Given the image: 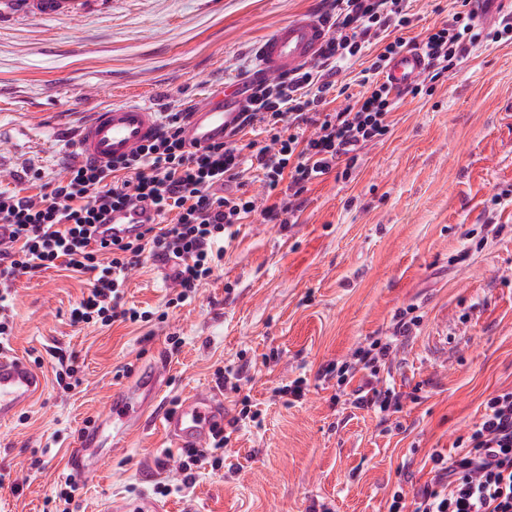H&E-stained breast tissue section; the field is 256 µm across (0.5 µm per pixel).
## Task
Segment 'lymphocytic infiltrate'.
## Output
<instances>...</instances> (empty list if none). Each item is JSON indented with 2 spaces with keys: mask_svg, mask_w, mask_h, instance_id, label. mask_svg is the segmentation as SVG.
I'll return each instance as SVG.
<instances>
[{
  "mask_svg": "<svg viewBox=\"0 0 512 512\" xmlns=\"http://www.w3.org/2000/svg\"><path fill=\"white\" fill-rule=\"evenodd\" d=\"M405 0H333L336 30L318 64L300 69L275 83L252 90L241 120L224 138L195 150L184 139L185 111L163 113L161 130L131 156L104 165L79 163L48 182L40 200L0 190V346H10L12 286L22 275L33 276L63 267L93 276L92 286L71 311L76 323L165 321L153 313L125 306L129 273L143 260L163 255L176 265V288L168 303L176 307L195 298L214 272L221 252L218 241L252 213L266 224L296 223L301 197L309 185L337 167L352 169L368 142L390 131L388 117L404 96L418 95L420 85L393 90L379 81L389 61L403 51L392 29L408 25ZM512 26L485 30L471 12L454 14L448 26L429 32L418 44L435 74L452 69L480 41L499 42ZM384 47L368 70L355 105L324 111L333 88L327 72L362 54L372 41ZM314 133H307V125ZM267 134L269 142H243V132ZM262 172V199L224 194L248 170ZM135 203L153 208L154 223L137 239L106 242L93 236L112 209ZM420 316L396 314L389 336L376 338L336 362L342 384L351 385L349 404L389 418L402 408L395 389L374 387L402 340L419 326ZM229 442L216 432L209 447L178 453L181 477L157 486L167 496L193 487L203 460L221 462ZM456 452L430 456L435 474L429 483L406 493L396 488L388 512H512V391L489 398L485 413L469 435L455 442Z\"/></svg>",
  "mask_w": 512,
  "mask_h": 512,
  "instance_id": "f902f5d3",
  "label": "lymphocytic infiltrate"
}]
</instances>
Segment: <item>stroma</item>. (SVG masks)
<instances>
[{
  "mask_svg": "<svg viewBox=\"0 0 512 512\" xmlns=\"http://www.w3.org/2000/svg\"><path fill=\"white\" fill-rule=\"evenodd\" d=\"M55 15L36 0H0V187L39 196L41 182L76 164L79 125L105 105L138 99L161 111L191 106L256 66L255 48L321 0H66ZM459 0H409L415 43L449 23ZM370 45L335 75L326 111L344 107L378 53ZM390 133L368 143L349 178L335 174L304 195L295 224H241L213 277L191 302L166 308L173 277L154 260L131 273L128 305L164 310L166 322L75 325L73 306L88 277L51 269L13 285L12 351L32 359L54 346L73 351L83 383L45 385L25 419L0 425V512H49L85 420L109 412L118 367L166 354L165 408L215 384L214 372L249 362L243 394L262 414L224 449L222 466L202 463L189 495L168 496L170 512H387L400 476L405 490L431 477L432 452L479 422L486 401L512 390V41L474 49L389 116ZM501 224L500 234L485 224ZM415 307L422 323L380 370V384L405 393L402 412L381 422L344 409L325 367L367 338L384 335L395 314ZM181 337L178 353L168 339ZM279 354L266 367L267 355ZM303 379L289 404L274 388ZM160 423L139 427L105 449L98 475L79 484L75 512H104L131 489L179 476ZM40 468H30L32 458Z\"/></svg>",
  "mask_w": 512,
  "mask_h": 512,
  "instance_id": "obj_1",
  "label": "stroma"
}]
</instances>
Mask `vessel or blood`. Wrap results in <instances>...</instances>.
Returning a JSON list of instances; mask_svg holds the SVG:
<instances>
[{"label":"vessel or blood","instance_id":"1","mask_svg":"<svg viewBox=\"0 0 512 512\" xmlns=\"http://www.w3.org/2000/svg\"><path fill=\"white\" fill-rule=\"evenodd\" d=\"M329 35V25L317 13L306 11L280 25L264 39L257 51L255 82L268 76L298 69L305 61L318 57ZM426 66L420 51L408 50L394 56L385 74L396 88L414 84ZM240 104L234 96L213 103L210 98L198 100L190 110L185 139L194 148L223 140L236 124ZM160 127L156 107L129 100L105 106L92 112L78 133L77 146L81 161L104 164L113 158L133 154L150 141ZM153 216L152 211L124 206L108 215L99 225L100 239H134ZM165 360L156 357L139 368L132 384L112 395L110 416L83 428L77 436L67 466L72 478L88 480L98 472L97 448L103 442H119L131 428L148 419L161 421L177 448H196L209 440L213 431L224 425V393L212 388L186 396L173 411L158 407L161 368ZM43 386V379L27 360L0 351V423L11 421L18 410L30 403ZM105 512H168L166 503L143 492L131 497H118L107 502Z\"/></svg>","mask_w":512,"mask_h":512}]
</instances>
